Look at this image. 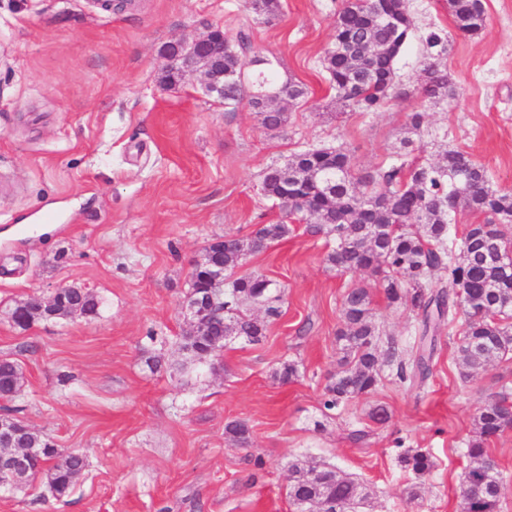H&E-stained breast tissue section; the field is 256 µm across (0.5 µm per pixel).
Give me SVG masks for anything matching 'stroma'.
<instances>
[{
  "label": "stroma",
  "instance_id": "35a3bbf8",
  "mask_svg": "<svg viewBox=\"0 0 512 512\" xmlns=\"http://www.w3.org/2000/svg\"><path fill=\"white\" fill-rule=\"evenodd\" d=\"M483 3L485 26L469 36L456 32L448 0H406L413 32L395 71L409 95L361 112L337 103L323 65L342 0H280L267 20L249 0H0V356L25 373L9 407L87 463L60 501L40 477L0 488V512H294L298 459L364 483L360 512H459L473 416L512 394V358L462 378L456 323L440 333L423 386L386 367L373 395L324 411L342 296L365 276L329 267L334 237L307 233L262 182L309 148L347 150L357 173L455 149L493 188L512 190V0ZM216 27L232 41L249 35L243 62L268 59L280 82L304 87L280 129L264 128L248 103L227 110L196 77L166 83L163 46ZM433 31L452 38L439 98L420 90ZM414 112L424 116L416 133ZM264 224L289 233L242 269L281 289L279 316L261 344L239 339L214 364H191L180 349L191 261ZM70 285L97 296L96 313L26 328L11 320L17 301ZM372 307L381 338L413 346L409 306L377 293ZM285 362L298 368L287 384L273 376ZM378 404L390 413L382 425L368 416ZM233 420L248 423L249 447L225 435ZM357 429L364 441L352 439ZM408 448L437 462L423 481L398 461Z\"/></svg>",
  "mask_w": 512,
  "mask_h": 512
}]
</instances>
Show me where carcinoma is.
Instances as JSON below:
<instances>
[{
	"mask_svg": "<svg viewBox=\"0 0 512 512\" xmlns=\"http://www.w3.org/2000/svg\"><path fill=\"white\" fill-rule=\"evenodd\" d=\"M455 29L478 34L484 23L483 0H448ZM413 23L405 0H344L336 14L332 43L324 67L336 91V100L361 112H379L395 91V58L412 35ZM436 50L434 61L424 68L421 87L430 97L448 87V73L438 59L448 54L450 40L436 32L426 37ZM249 37L238 44L224 42V57L216 69L224 73V107L234 110L243 99L269 130L287 121L288 105L304 97L298 83H278L268 68L244 69L239 51L248 48ZM264 195L288 207L289 214L306 220L313 234L336 235V247L325 261L342 272H365L390 304L410 305L419 318L416 348L405 356L398 342L387 340L378 352L372 320L371 289L358 286L342 297L341 327L336 332L341 369L324 387L323 407L334 410L348 401L374 394L381 381V366L396 369L402 382L422 385L431 374L436 353V334L445 322L461 320L463 336L457 347L460 375L468 378L493 360L512 354V313H502L512 300V264H502L500 254L512 253V192L490 187L484 168L462 151L448 150L433 164L392 163L376 173L359 176L352 171L350 154L341 148H313L296 153L282 167L267 171ZM460 208L485 216L464 232L460 258L448 247L449 221ZM288 235L286 224H264L253 236L239 240L235 251H221L216 244L205 248L203 258L224 266V319L203 322L181 336L180 348L199 363L221 355L227 343L242 339L259 344L266 325L251 310L260 306L269 316L279 315L280 291L262 275H236L249 254ZM448 270L446 287L428 289L434 272ZM57 314L26 316L20 327L36 320L64 319L68 309L83 315L96 313L97 297L88 289L67 288L59 295ZM20 365L0 357V396L14 397L24 384ZM476 435L468 445L470 462L458 478L460 512H499L503 494L497 478L487 473L492 458L487 444L512 429V402L508 394L490 401L474 417ZM224 433L238 446L251 443L250 427L241 420L228 422ZM25 448H47L27 462L31 478L45 476L52 495L65 497L85 471L84 454L59 448L35 430L21 439ZM401 465L417 477L435 468L430 452L409 448L399 454ZM293 479L288 497L295 506L335 500L342 504L368 497L366 487L328 467L291 465Z\"/></svg>",
	"mask_w": 512,
	"mask_h": 512,
	"instance_id": "obj_1",
	"label": "carcinoma"
}]
</instances>
